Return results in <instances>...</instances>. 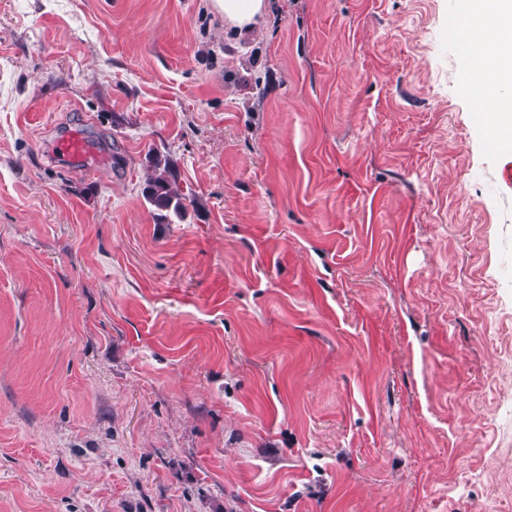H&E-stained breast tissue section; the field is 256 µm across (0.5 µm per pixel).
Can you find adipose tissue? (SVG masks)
Listing matches in <instances>:
<instances>
[{
  "instance_id": "adipose-tissue-1",
  "label": "adipose tissue",
  "mask_w": 512,
  "mask_h": 512,
  "mask_svg": "<svg viewBox=\"0 0 512 512\" xmlns=\"http://www.w3.org/2000/svg\"><path fill=\"white\" fill-rule=\"evenodd\" d=\"M210 7L223 14L226 28L239 34L258 28L268 13L267 0H211ZM461 9L472 32L467 52L476 107L489 141L510 158L512 96L501 89L512 86V0H461Z\"/></svg>"
}]
</instances>
